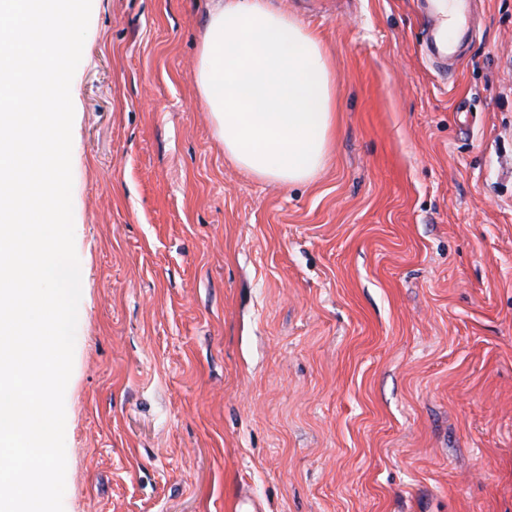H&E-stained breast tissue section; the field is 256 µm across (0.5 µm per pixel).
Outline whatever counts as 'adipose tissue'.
<instances>
[{
	"label": "adipose tissue",
	"mask_w": 512,
	"mask_h": 512,
	"mask_svg": "<svg viewBox=\"0 0 512 512\" xmlns=\"http://www.w3.org/2000/svg\"><path fill=\"white\" fill-rule=\"evenodd\" d=\"M196 83L225 157L252 177L303 184L330 159L333 60L311 30L269 0H211Z\"/></svg>",
	"instance_id": "1"
}]
</instances>
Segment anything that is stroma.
<instances>
[{"instance_id": "1", "label": "stroma", "mask_w": 512, "mask_h": 512, "mask_svg": "<svg viewBox=\"0 0 512 512\" xmlns=\"http://www.w3.org/2000/svg\"><path fill=\"white\" fill-rule=\"evenodd\" d=\"M335 60L308 183L224 155L207 0H92L64 512H512V0H271ZM430 3L433 5V9H432V13H431V18L429 20V25H430V27H434L437 30V32L439 33V35L441 37V44H442V47H443L445 53H447L448 56H452L454 54V43H453L452 37H448V40H445L441 36V29L443 28L442 24H443V20H444L441 12L445 15L449 14L451 17H453L456 12L457 3L442 2L441 3V12H440L438 4L436 3V0H431Z\"/></svg>"}]
</instances>
